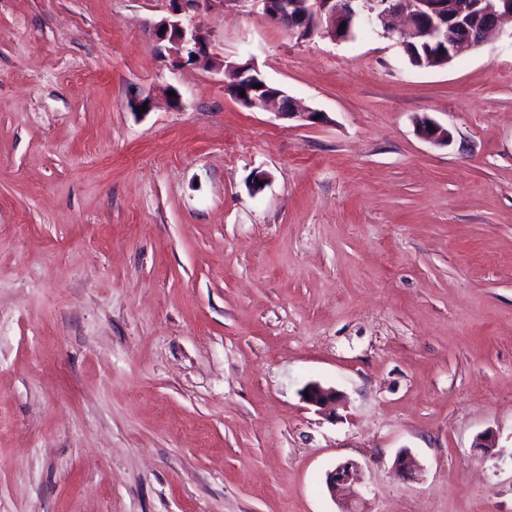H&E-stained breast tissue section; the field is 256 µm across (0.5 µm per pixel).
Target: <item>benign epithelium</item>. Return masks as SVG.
I'll return each mask as SVG.
<instances>
[{
  "label": "benign epithelium",
  "mask_w": 512,
  "mask_h": 512,
  "mask_svg": "<svg viewBox=\"0 0 512 512\" xmlns=\"http://www.w3.org/2000/svg\"><path fill=\"white\" fill-rule=\"evenodd\" d=\"M170 16L152 26L156 42L164 44L176 63L184 59L212 63L209 43L199 25L184 22L182 14L197 13L216 6L224 0H168ZM264 17L273 25L282 27L295 37L310 39L315 35L335 42L344 40L340 25L371 27L390 39H397L404 48L433 43L445 48L446 62L476 50L484 45L487 36L506 19H512V0H259ZM225 74L235 73V85L245 88V94L234 93L238 101L248 98L251 107L273 110L283 118L312 121L321 113L303 110L281 89H269L260 71L249 61L244 64L217 65ZM415 130L419 138L432 145H446L452 139L451 131L427 116L416 118ZM309 399L306 403L325 409L336 405L338 393L318 383L304 387ZM396 471L411 478L417 464L407 450L400 451L394 460ZM359 481L358 463L348 460L339 463L327 473L326 486L331 494Z\"/></svg>",
  "instance_id": "1"
}]
</instances>
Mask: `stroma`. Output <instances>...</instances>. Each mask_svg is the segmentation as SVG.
<instances>
[{"label": "stroma", "instance_id": "35a3bbf8", "mask_svg": "<svg viewBox=\"0 0 512 512\" xmlns=\"http://www.w3.org/2000/svg\"><path fill=\"white\" fill-rule=\"evenodd\" d=\"M167 14L0 0V512H340L348 459L356 512H512V22L420 69L196 16L310 123L172 63ZM429 125L433 126V130L429 129ZM415 130L419 138L432 145H448L452 139V133L448 127L443 126L428 116L416 118ZM305 391H308L309 399L304 396ZM302 398L309 405L325 409L336 405L338 393L333 388H325L318 383H309L302 391ZM358 463L348 460L339 463L332 471L327 473L326 486L328 491L335 496L336 491L344 488L352 482L359 481Z\"/></svg>", "mask_w": 512, "mask_h": 512}]
</instances>
